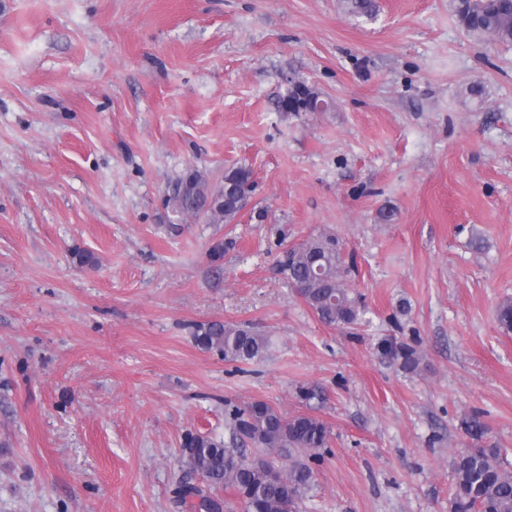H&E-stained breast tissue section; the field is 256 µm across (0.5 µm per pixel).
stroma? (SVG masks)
I'll use <instances>...</instances> for the list:
<instances>
[{
  "instance_id": "1",
  "label": "stroma",
  "mask_w": 512,
  "mask_h": 512,
  "mask_svg": "<svg viewBox=\"0 0 512 512\" xmlns=\"http://www.w3.org/2000/svg\"><path fill=\"white\" fill-rule=\"evenodd\" d=\"M375 4L0 0V512H188L183 435L230 440L231 404L310 412L303 385L331 435L296 455L298 512H450L472 415L512 468V45L454 0ZM295 83L327 109L284 111ZM239 166L233 221L170 231L171 179ZM324 231L348 328L278 267ZM211 321L272 347L226 362L191 338ZM380 351L384 357L407 372H416L420 369L422 356L409 344L384 340L380 345Z\"/></svg>"
}]
</instances>
